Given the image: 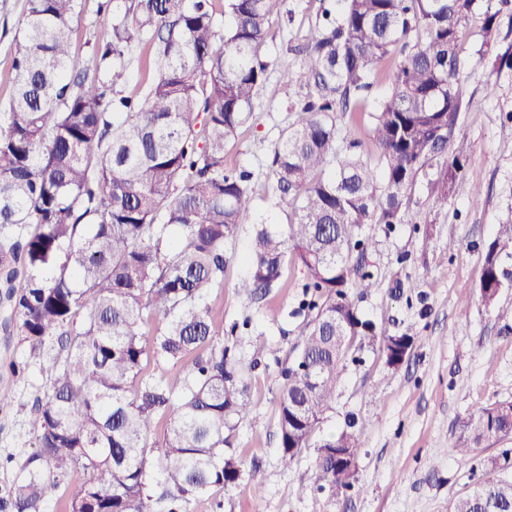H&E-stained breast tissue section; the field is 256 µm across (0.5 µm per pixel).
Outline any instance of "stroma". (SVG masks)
Listing matches in <instances>:
<instances>
[{
	"instance_id": "35a3bbf8",
	"label": "stroma",
	"mask_w": 512,
	"mask_h": 512,
	"mask_svg": "<svg viewBox=\"0 0 512 512\" xmlns=\"http://www.w3.org/2000/svg\"><path fill=\"white\" fill-rule=\"evenodd\" d=\"M101 0H83L74 22L72 65L94 72L93 46L105 17ZM26 0H0V110L13 90V47ZM291 18L275 25L265 53L273 69L295 65L291 48L301 42L320 13L321 0H287ZM481 23L473 21L459 47V81L465 106L450 147L459 154L479 195L452 196L439 206L421 173L412 189L415 223L374 226L376 244L367 261L377 285L356 304L361 315L390 335L416 338L399 367L387 366L380 352H355L336 391V402L316 432L325 438L347 417L357 420L361 447L353 490L328 504L315 487V451L308 448L283 465L279 452L278 399L284 372L295 362L308 320L299 307L306 278L287 263L277 286L262 301L241 293L238 282L249 271L254 225L285 224L276 205L271 162L282 132L292 120L300 90L280 87L261 92L252 118L228 149V166L250 172L254 195L236 238L227 243L224 286L209 295L213 318L224 328L229 364L246 367L251 412L233 432L231 448L238 480L193 501L188 512H448L454 498L469 491L512 448V435L482 442L472 455L449 452L465 421L477 410L512 400V323L479 299L485 248L497 224L512 217V69H492L477 50ZM494 93H487V82ZM263 343L259 365L253 346ZM27 369L13 375L11 361ZM49 382L27 344L0 332V500L21 478L26 458L36 451L30 409Z\"/></svg>"
}]
</instances>
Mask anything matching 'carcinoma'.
Wrapping results in <instances>:
<instances>
[{"mask_svg": "<svg viewBox=\"0 0 512 512\" xmlns=\"http://www.w3.org/2000/svg\"><path fill=\"white\" fill-rule=\"evenodd\" d=\"M81 0H26L15 41L13 95L0 112V303L5 325L51 381L32 426L38 450L11 489L14 512H41L61 477L80 468L65 512H184L193 499L235 482L226 453L231 417L249 414L246 388L227 366L206 298L224 286L225 246L249 213L251 173L225 164L229 143L269 83L266 45L286 0H122L93 47L98 76L69 74ZM322 10L299 67L280 80L308 89L274 150L284 228L257 226L249 274L238 285L267 296L290 260L312 290L295 365L284 372L278 430L282 462L305 448L332 408L350 354L378 347L400 356L415 337L378 334L351 292L376 286L364 258L374 224L409 222V191L436 169L435 202L473 195L449 154L461 112L458 44L478 10L489 33L512 0H343ZM143 41L155 48V76L143 95L122 94L126 59ZM384 75L386 92L371 96ZM366 112L377 152L341 135V119ZM181 230L170 248L171 227ZM512 266V220L486 246L479 290L496 308ZM160 317L150 333L146 321ZM182 363L180 390L144 375L150 361ZM310 362L312 384L297 370ZM162 442L154 447L159 424ZM355 420L315 446L318 489L327 500L355 481ZM472 446L512 434V400L472 414ZM163 481L148 494L152 461ZM448 512H512V475L488 473Z\"/></svg>", "mask_w": 512, "mask_h": 512, "instance_id": "1", "label": "carcinoma"}]
</instances>
